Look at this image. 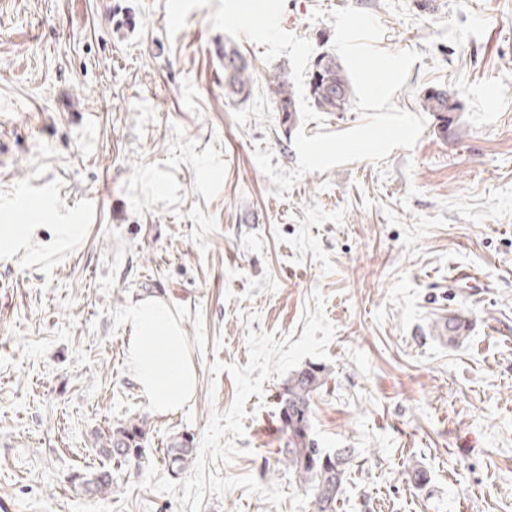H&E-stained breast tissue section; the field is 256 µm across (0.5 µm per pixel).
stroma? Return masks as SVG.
<instances>
[{"label":"stroma","mask_w":512,"mask_h":512,"mask_svg":"<svg viewBox=\"0 0 512 512\" xmlns=\"http://www.w3.org/2000/svg\"><path fill=\"white\" fill-rule=\"evenodd\" d=\"M349 5L382 24L381 49L422 53L393 101L424 116L423 133L387 172L358 161L274 197L256 149L292 169L298 132L361 120L315 111L305 92L313 59L334 50L314 9ZM227 41L253 69L242 103L224 96ZM282 70L292 125L268 90ZM433 86L460 102L451 134L422 107ZM41 187L55 208L21 211ZM92 197L79 239L0 257V512H179L140 470H114L103 498L73 478L108 466L100 436L138 416L145 463L171 476L170 438L201 444L235 399L214 360L246 365L250 331L301 338L317 289L336 333L311 436L351 452L336 512H512V0H12L0 14V225L37 224L46 240ZM150 295L174 308L199 375L166 418L125 360L126 313ZM457 311L474 326L452 344L438 326ZM285 382L249 397L243 454L221 475L299 492L277 463ZM202 512L293 509L238 488L206 494Z\"/></svg>","instance_id":"35a3bbf8"}]
</instances>
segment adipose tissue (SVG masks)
<instances>
[{"label":"adipose tissue","mask_w":512,"mask_h":512,"mask_svg":"<svg viewBox=\"0 0 512 512\" xmlns=\"http://www.w3.org/2000/svg\"><path fill=\"white\" fill-rule=\"evenodd\" d=\"M126 364L156 416L177 413L195 394L198 370L170 305L159 296L134 303Z\"/></svg>","instance_id":"1"}]
</instances>
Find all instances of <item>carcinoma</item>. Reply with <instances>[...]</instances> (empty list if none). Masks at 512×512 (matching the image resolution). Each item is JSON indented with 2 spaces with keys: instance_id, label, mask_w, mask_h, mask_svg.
Instances as JSON below:
<instances>
[{
  "instance_id": "carcinoma-1",
  "label": "carcinoma",
  "mask_w": 512,
  "mask_h": 512,
  "mask_svg": "<svg viewBox=\"0 0 512 512\" xmlns=\"http://www.w3.org/2000/svg\"><path fill=\"white\" fill-rule=\"evenodd\" d=\"M224 58V91L228 98L244 100L249 96L253 81L246 59L230 43L219 50ZM269 89L274 96L276 111L294 122V85L288 73L280 71L269 78ZM307 97L319 112H346L354 100L351 80L333 54L326 53L314 59L307 85ZM426 111L440 116L459 110V103L449 101L448 94L439 88L426 90L422 97ZM470 320L459 313L448 317V342L455 343L469 332ZM329 373L325 368L309 365L295 373L280 393V411L283 429L288 435L286 447L279 449L278 462L288 470L295 482L309 489L313 496L314 512H336V502L350 464V450L329 452L310 436V404L313 394L327 384ZM146 421L129 420L105 436L101 452L121 468H137L144 459L143 440ZM167 459L171 471L178 474L194 459L196 449L186 436L170 439ZM85 488L101 497L112 493V472L99 470L83 480Z\"/></svg>"
}]
</instances>
